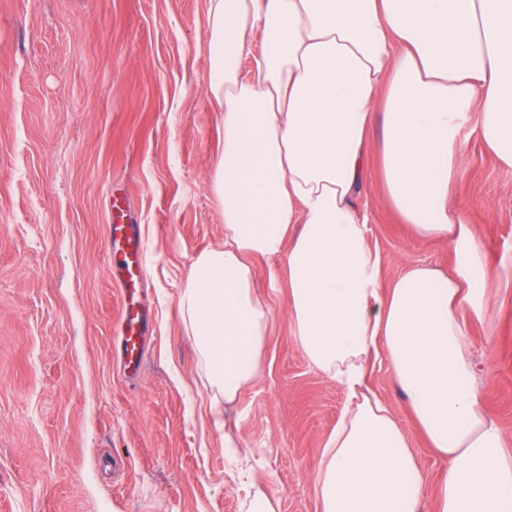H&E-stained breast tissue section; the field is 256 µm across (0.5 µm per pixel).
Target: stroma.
I'll list each match as a JSON object with an SVG mask.
<instances>
[{
	"label": "stroma",
	"mask_w": 512,
	"mask_h": 512,
	"mask_svg": "<svg viewBox=\"0 0 512 512\" xmlns=\"http://www.w3.org/2000/svg\"><path fill=\"white\" fill-rule=\"evenodd\" d=\"M206 0H0V512H318L314 475L346 403L295 335L284 258L253 263L273 315L262 369L215 399L179 316L195 256L224 242L211 177L224 114L208 95ZM457 203L490 255L512 247V167L467 135ZM384 281L448 268L387 204L378 166L356 200ZM145 324L122 355L125 313ZM467 349L512 442V302ZM371 389L401 421L433 502L443 467L387 364ZM239 417L229 461L214 417Z\"/></svg>",
	"instance_id": "obj_1"
}]
</instances>
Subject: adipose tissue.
Here are the masks:
<instances>
[{
	"mask_svg": "<svg viewBox=\"0 0 512 512\" xmlns=\"http://www.w3.org/2000/svg\"><path fill=\"white\" fill-rule=\"evenodd\" d=\"M207 17L224 245L192 261L179 313L212 390L229 403L256 377L272 313L252 261L285 257L298 342L347 394L320 512H422L408 439L368 385L380 360L445 465L435 512H512V451L467 351L469 320L512 299V249L489 258L453 200L465 129L512 167V0H208ZM378 119L387 201L451 268L382 280L354 205Z\"/></svg>",
	"mask_w": 512,
	"mask_h": 512,
	"instance_id": "ef3b65f1",
	"label": "adipose tissue"
}]
</instances>
